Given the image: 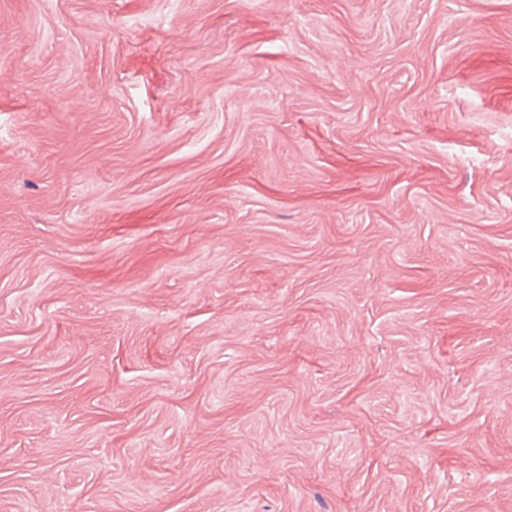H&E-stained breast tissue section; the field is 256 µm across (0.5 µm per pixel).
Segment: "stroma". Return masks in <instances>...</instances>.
Returning <instances> with one entry per match:
<instances>
[{
	"label": "stroma",
	"mask_w": 512,
	"mask_h": 512,
	"mask_svg": "<svg viewBox=\"0 0 512 512\" xmlns=\"http://www.w3.org/2000/svg\"><path fill=\"white\" fill-rule=\"evenodd\" d=\"M0 512H512V0H0Z\"/></svg>",
	"instance_id": "1"
}]
</instances>
